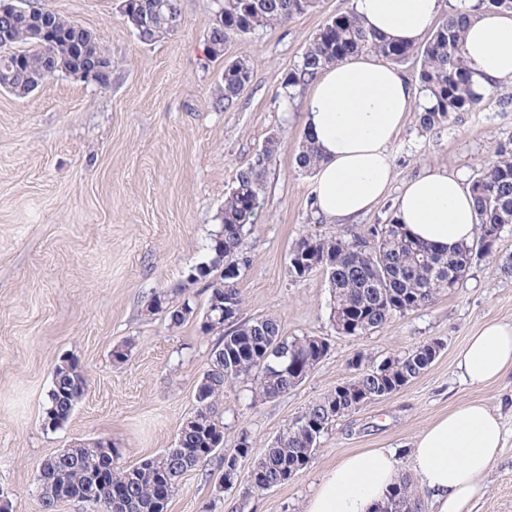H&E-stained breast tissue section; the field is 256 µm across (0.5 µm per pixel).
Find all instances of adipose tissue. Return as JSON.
I'll use <instances>...</instances> for the list:
<instances>
[{
  "mask_svg": "<svg viewBox=\"0 0 512 512\" xmlns=\"http://www.w3.org/2000/svg\"><path fill=\"white\" fill-rule=\"evenodd\" d=\"M464 54L486 94L512 79V16L465 0ZM441 0H355L363 25L387 40L415 44L433 25ZM417 89L389 64L361 55L323 70L305 99L303 126L320 161L312 193L319 216L348 222L386 193L392 177L388 147L414 109ZM395 216L414 238L452 250L476 233L473 198L461 176L428 171L407 181ZM476 386L512 370V324L484 323L458 356ZM499 415L472 401L430 423L410 450L412 470L435 512H465L504 442ZM398 479L394 453L367 448L343 457L319 482L306 512H375Z\"/></svg>",
  "mask_w": 512,
  "mask_h": 512,
  "instance_id": "obj_1",
  "label": "adipose tissue"
}]
</instances>
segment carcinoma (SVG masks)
<instances>
[{
	"mask_svg": "<svg viewBox=\"0 0 512 512\" xmlns=\"http://www.w3.org/2000/svg\"><path fill=\"white\" fill-rule=\"evenodd\" d=\"M317 0H215L214 15L208 27V50L215 58L224 56V44L260 28L287 23L315 8ZM151 12L155 26L164 32L180 16L178 0H127L123 16L128 22ZM56 37L47 45L31 36L25 23L7 26L0 42V91L26 98L35 85L43 82L54 67H78L80 56L74 41L87 35L89 50L103 52L94 33L82 25L55 16ZM465 15L456 12L443 17L422 46L388 42L367 30L356 13L349 12L328 20L305 47L302 59L286 74L285 94L308 83L323 69L360 54L371 53L401 62L420 58L417 74V121L427 131L447 125L456 114L478 109L484 96L472 88L473 69L462 49ZM252 68L245 59L224 63V107L239 98L250 82ZM278 140L271 138L249 165L237 173L221 211V228L213 234L211 258L201 263L198 279L206 280L208 297L205 310L218 302L224 305V318L213 317L201 323L205 334L221 339L211 353L210 363L197 385L196 407L181 428L177 446L142 459L134 466L120 467L118 449L105 440L77 443L44 462L36 477L37 492L45 512H53L52 494L59 490L65 499L84 502L91 512H167L168 503L181 478L199 463L218 457L224 470L222 479L236 477L233 460L252 451V441L241 434L233 448L224 447V423L219 405L224 387L236 380H255V397L274 398L297 386L290 371L296 366L311 372L315 359L316 336H287L274 317L241 320L243 298L238 281L249 266L246 251L247 226L253 223L264 183L273 164ZM497 160L471 181L479 234L452 252L413 239L395 217L385 224H374L361 232L302 236L293 247L301 254L306 274L325 271L331 290V315L336 333L364 336L385 325L393 316L405 315L435 303L451 293L470 268L495 250L491 236L502 237L512 225V148L496 151ZM296 162L312 171L318 155L303 137ZM234 268L237 274L213 276L220 267ZM195 311L187 298L171 304L162 292L152 294L147 305L150 315L165 313L174 327ZM432 347L424 342L404 353L384 359L366 372H359L336 385L326 396L312 402L285 428L257 460L259 473L249 480L248 492L265 491L287 472L299 474L308 466L316 442L308 436L313 422L323 435L332 422L355 410L369 397L391 395L423 374L434 361ZM88 391V380L71 358L60 360L53 370L47 395L45 426H64ZM420 508L412 484L398 482L381 512H416Z\"/></svg>",
	"mask_w": 512,
	"mask_h": 512,
	"instance_id": "cac0c4a2",
	"label": "carcinoma"
}]
</instances>
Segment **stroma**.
Instances as JSON below:
<instances>
[{
  "label": "stroma",
  "mask_w": 512,
  "mask_h": 512,
  "mask_svg": "<svg viewBox=\"0 0 512 512\" xmlns=\"http://www.w3.org/2000/svg\"><path fill=\"white\" fill-rule=\"evenodd\" d=\"M33 3L96 34L112 68L106 87L60 75L24 99L0 91V490L11 512H43L35 476L74 442L107 439L125 466L174 447L219 337L202 334L198 317L173 328L146 306L162 292L170 302L188 297L204 309L205 284L188 281V273L210 259L237 172L273 137L278 151L247 233L242 316L275 317L286 334L326 338L330 350L279 397L253 402L247 380L226 387L224 445L234 447L245 432L253 449L227 487L216 460L199 463L181 479L168 512H305L321 476L365 448L392 450L400 477L413 478L416 436L473 400L501 414L507 437L467 512H512V372L475 387L456 364L484 322L512 323V275L501 270L512 262V233L452 294L360 337L336 333L323 273L297 280L288 272L300 236L386 223L411 178L438 170L468 181L494 161L496 147L512 143V109L497 104L498 96L512 95V84L438 130H422L408 117L388 147L394 171L387 194L352 224H339L317 215L313 175L296 164L308 90L298 88L288 100L282 82L309 39L329 18L352 11L353 0H319L286 24L233 39L215 60L206 54L214 0H179L178 29L150 44L124 21L118 0ZM234 59L248 60L252 77L233 108L219 109L224 63ZM432 339L444 348L420 377L337 419L288 483L247 494L266 446L350 376L356 355L376 365ZM117 348L125 349V361L114 360ZM65 356L91 384L68 423L51 430L43 422L47 393Z\"/></svg>",
  "instance_id": "obj_1"
}]
</instances>
